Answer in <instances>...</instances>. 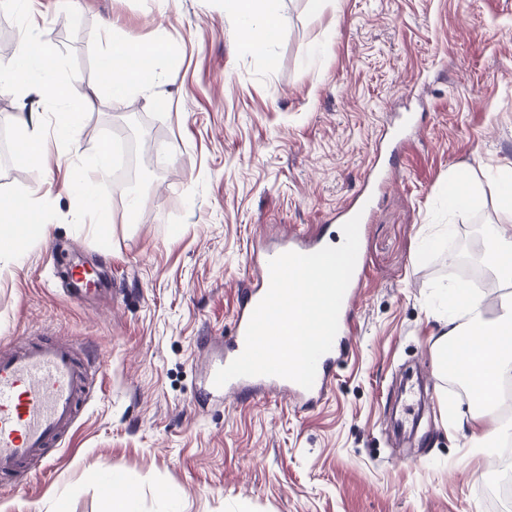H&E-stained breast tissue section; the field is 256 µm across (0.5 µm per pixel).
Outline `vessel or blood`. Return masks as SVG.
<instances>
[{"instance_id": "1", "label": "vessel or blood", "mask_w": 512, "mask_h": 512, "mask_svg": "<svg viewBox=\"0 0 512 512\" xmlns=\"http://www.w3.org/2000/svg\"><path fill=\"white\" fill-rule=\"evenodd\" d=\"M326 245L324 238H311L295 230L255 262L253 284L236 314L232 337L225 351L215 355L209 365L206 387L210 393L235 395L259 382L255 376L238 377L218 387L213 378L244 349L251 314L269 289L270 260L288 251L310 254ZM70 280L72 296L81 300L97 293L100 277L77 264L71 270ZM362 281V276L358 275L350 285L340 308L337 335L331 350L317 363L313 387L306 389L276 376L267 377V384L293 395L305 407L317 405L324 399L336 358L354 327L353 305ZM91 368L90 361L81 356L73 344L57 337L0 351V479H14L43 457L45 449L60 445L73 428L79 408L86 400Z\"/></svg>"}]
</instances>
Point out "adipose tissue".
Here are the masks:
<instances>
[{"instance_id":"ef3b65f1","label":"adipose tissue","mask_w":512,"mask_h":512,"mask_svg":"<svg viewBox=\"0 0 512 512\" xmlns=\"http://www.w3.org/2000/svg\"><path fill=\"white\" fill-rule=\"evenodd\" d=\"M242 18L239 42L244 49L260 48L262 41L278 38L282 23L265 4V0H237ZM36 28H28L20 41L13 61L0 64V86L21 98L35 92L33 70L51 75L56 60L40 51L35 43ZM154 48L129 40H114L111 53L102 58L97 82L91 93L97 98L119 99L128 93L148 88L153 81L151 60ZM479 191L495 196L501 209L512 216V168L489 176ZM468 179L458 177L448 183V211L467 209L475 191ZM40 216L29 207L19 205L9 196L0 197V251L12 248L29 233ZM482 265L498 281H512V225L496 224L486 230ZM444 332L436 341L435 368L440 377L452 370L468 373L470 383L484 399H495L503 376H512V297L502 298L495 318H488L481 297L468 284L448 291V313L443 317Z\"/></svg>"}]
</instances>
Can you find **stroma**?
<instances>
[{
    "label": "stroma",
    "instance_id": "1",
    "mask_svg": "<svg viewBox=\"0 0 512 512\" xmlns=\"http://www.w3.org/2000/svg\"><path fill=\"white\" fill-rule=\"evenodd\" d=\"M53 85L78 107L29 99L50 140L42 170L0 158V196L35 195L47 224L0 254V347L65 336L104 360L72 433L0 512H109L104 480L135 512H501L499 451L479 448L470 392L435 370L441 289L479 267L495 199L449 218L448 182L512 167V0H270L285 27L239 49L233 0H37ZM27 16L0 0V61ZM158 47L153 86L88 96L113 39ZM423 129L391 149L384 127ZM123 141L149 156L129 210L118 182L80 210L73 176ZM389 179L359 227L365 279L349 352L313 408L267 388L211 398L203 375L232 336L248 250L289 227L338 240L331 217L371 163ZM76 260L117 291L71 299Z\"/></svg>",
    "mask_w": 512,
    "mask_h": 512
}]
</instances>
